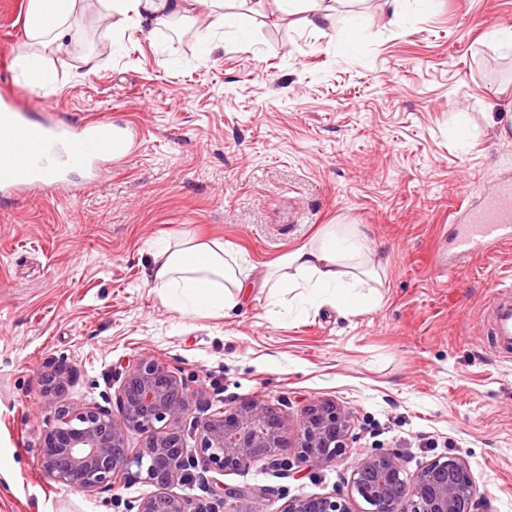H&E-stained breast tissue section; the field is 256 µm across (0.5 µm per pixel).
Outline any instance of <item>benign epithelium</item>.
<instances>
[{
    "instance_id": "benign-epithelium-1",
    "label": "benign epithelium",
    "mask_w": 512,
    "mask_h": 512,
    "mask_svg": "<svg viewBox=\"0 0 512 512\" xmlns=\"http://www.w3.org/2000/svg\"><path fill=\"white\" fill-rule=\"evenodd\" d=\"M70 371L63 364L42 373L44 397L54 406L44 420L41 467L57 484L84 492L116 488L133 475L163 488L128 512H192L190 503L167 489L183 483L190 468L201 473L238 469L252 461L273 459L286 448L309 467L335 463L353 440L350 415L330 400H314L300 413L295 436L289 419L264 399L241 401L232 412L222 409L196 423L200 452L185 448L182 420L196 393L168 366L150 356L128 361L115 394L116 409L101 405L75 406L68 400ZM133 434L145 436L139 448L129 446ZM216 505L238 490L211 481ZM350 493L361 497L369 512H391V501L402 512H486L468 465L459 457L442 456L407 477L393 453L371 454L355 467ZM284 512H351L336 495L295 498Z\"/></svg>"
}]
</instances>
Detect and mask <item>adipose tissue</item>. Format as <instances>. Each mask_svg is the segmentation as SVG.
<instances>
[{
    "instance_id": "adipose-tissue-1",
    "label": "adipose tissue",
    "mask_w": 512,
    "mask_h": 512,
    "mask_svg": "<svg viewBox=\"0 0 512 512\" xmlns=\"http://www.w3.org/2000/svg\"><path fill=\"white\" fill-rule=\"evenodd\" d=\"M86 0H29L25 34L37 52L25 61L28 83L41 88L43 55L72 48L71 28ZM105 20L135 23L147 34L187 22L201 26L199 39L209 43L213 33L239 26L238 14L225 0H100ZM365 239L353 224H331L308 244L281 256L274 269L255 276L254 267L232 246L188 236L166 241L153 251L152 283L161 303L184 314L209 315L231 309L253 291L276 299L283 291H299L311 305H332L354 315L374 308L378 298L368 281L379 280L376 269L345 272L344 262L366 260Z\"/></svg>"
}]
</instances>
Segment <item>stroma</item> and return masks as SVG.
I'll list each match as a JSON object with an SVG mask.
<instances>
[{"label": "stroma", "mask_w": 512, "mask_h": 512, "mask_svg": "<svg viewBox=\"0 0 512 512\" xmlns=\"http://www.w3.org/2000/svg\"><path fill=\"white\" fill-rule=\"evenodd\" d=\"M28 0H0V93L27 112L105 114L140 135L136 154L72 190L0 202V512H127L158 493L133 478L88 494L40 465L47 366L72 369L68 398L107 404L129 359L148 355L196 387L182 422L245 398L297 418L313 399L349 411L354 442L328 467L266 460L224 473L222 512H283L344 494L358 461L393 452L414 474L441 455L469 466L489 512H512V359L478 334L512 245L473 259L450 245L464 208L512 186V0H337L315 31L276 0H248L244 29L201 47L198 31L109 28L88 0L74 51L47 57L49 83L23 77ZM95 58L85 64L84 55ZM467 124L471 135L450 131ZM329 224H353L384 269L382 301L340 315L265 295L225 314L162 306L153 245L182 231L245 253L257 271ZM452 267V276L440 273Z\"/></svg>", "instance_id": "stroma-1"}]
</instances>
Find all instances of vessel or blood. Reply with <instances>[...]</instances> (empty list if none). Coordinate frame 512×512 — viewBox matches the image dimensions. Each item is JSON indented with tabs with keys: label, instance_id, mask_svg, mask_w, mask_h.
Here are the masks:
<instances>
[{
	"label": "vessel or blood",
	"instance_id": "obj_1",
	"mask_svg": "<svg viewBox=\"0 0 512 512\" xmlns=\"http://www.w3.org/2000/svg\"><path fill=\"white\" fill-rule=\"evenodd\" d=\"M133 152L132 136L111 117L86 120L32 118L16 97L0 98V198L32 189H56L72 170L95 181L107 162ZM455 237L459 255L471 257L512 243V191L504 189L468 207ZM484 320L497 348L512 355V290L495 289Z\"/></svg>",
	"mask_w": 512,
	"mask_h": 512
}]
</instances>
